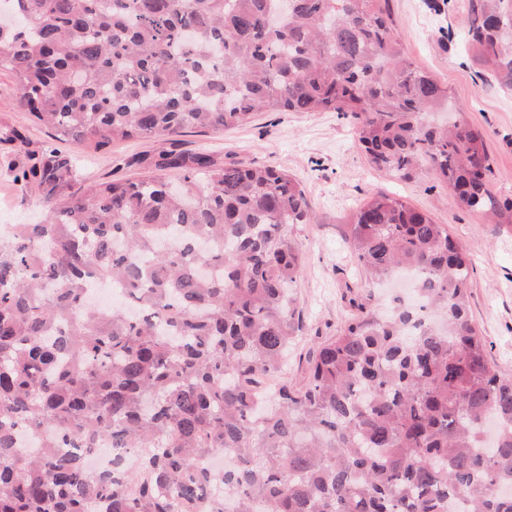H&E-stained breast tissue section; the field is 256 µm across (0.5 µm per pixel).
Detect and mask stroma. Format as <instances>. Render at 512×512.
<instances>
[{
	"instance_id": "stroma-1",
	"label": "stroma",
	"mask_w": 512,
	"mask_h": 512,
	"mask_svg": "<svg viewBox=\"0 0 512 512\" xmlns=\"http://www.w3.org/2000/svg\"><path fill=\"white\" fill-rule=\"evenodd\" d=\"M395 24L415 66L448 90L462 118L486 136L496 178L494 193L512 198V92L476 72L467 48L469 16L464 0H391ZM13 74L0 69V227L42 219L38 192L15 180L24 161L14 143L23 137L31 151L53 149L73 160L79 186L112 179H143L157 172L163 154L207 149L217 164L243 162L295 174L305 187L312 223L298 238L304 267L294 285L302 329L288 354V374L302 379L316 344L338 335L355 313L353 298L382 303L386 290L367 289L347 241L351 214L373 195L395 194L427 211L469 248L472 275L469 306L483 336L490 366L512 376V224H495L457 208L447 187L431 174L401 180L374 167L359 147L352 118L335 112H260L246 125L215 133L185 130L171 138L114 143L97 154L76 152L55 140L18 105Z\"/></svg>"
}]
</instances>
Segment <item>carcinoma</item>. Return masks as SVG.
<instances>
[{
	"label": "carcinoma",
	"mask_w": 512,
	"mask_h": 512,
	"mask_svg": "<svg viewBox=\"0 0 512 512\" xmlns=\"http://www.w3.org/2000/svg\"><path fill=\"white\" fill-rule=\"evenodd\" d=\"M11 2L0 68L84 153L337 112L376 167L430 170L458 208L512 223L484 134L433 119L448 89L409 59L390 0ZM465 7L474 65L512 91V0ZM18 141L46 218L0 235V512H512V377L472 321L468 252L429 214L385 193L352 214L358 266L375 282L413 270L416 303H354L295 384L300 179L171 152L157 166L173 182L67 194L72 161ZM109 281L137 314L87 304ZM46 432L49 450L21 451ZM97 439L142 449L139 467L89 473ZM218 454L235 465L202 463Z\"/></svg>",
	"instance_id": "1"
}]
</instances>
